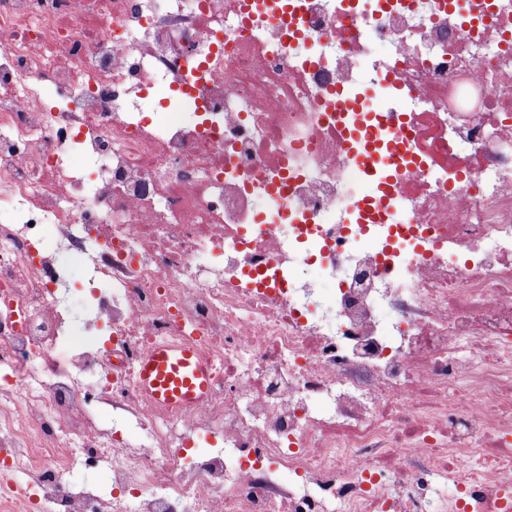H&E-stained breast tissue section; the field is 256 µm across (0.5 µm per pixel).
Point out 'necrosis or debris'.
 <instances>
[{"instance_id": "obj_1", "label": "necrosis or debris", "mask_w": 512, "mask_h": 512, "mask_svg": "<svg viewBox=\"0 0 512 512\" xmlns=\"http://www.w3.org/2000/svg\"><path fill=\"white\" fill-rule=\"evenodd\" d=\"M0 512H512V0H0ZM138 385L159 404L178 408L204 400L209 374L193 349L157 345L139 359Z\"/></svg>"}]
</instances>
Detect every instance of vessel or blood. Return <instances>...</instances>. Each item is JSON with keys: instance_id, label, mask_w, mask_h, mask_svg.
<instances>
[{"instance_id": "b4317fda", "label": "vessel or blood", "mask_w": 512, "mask_h": 512, "mask_svg": "<svg viewBox=\"0 0 512 512\" xmlns=\"http://www.w3.org/2000/svg\"><path fill=\"white\" fill-rule=\"evenodd\" d=\"M138 385L159 404L178 408L204 400L209 374L193 349L158 345L140 357Z\"/></svg>"}]
</instances>
